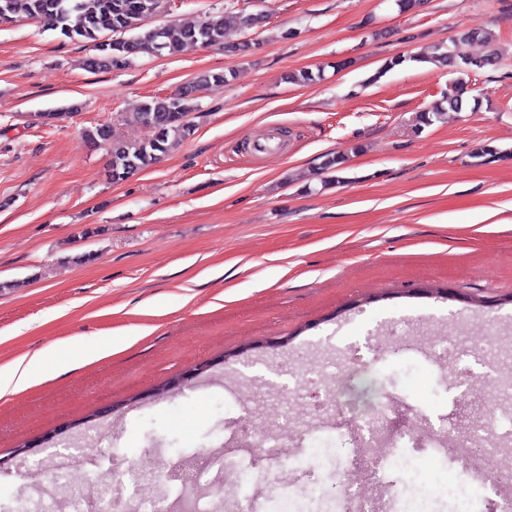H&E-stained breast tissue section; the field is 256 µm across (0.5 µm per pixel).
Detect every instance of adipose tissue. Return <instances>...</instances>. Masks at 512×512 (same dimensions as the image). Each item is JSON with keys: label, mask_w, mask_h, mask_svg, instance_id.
<instances>
[{"label": "adipose tissue", "mask_w": 512, "mask_h": 512, "mask_svg": "<svg viewBox=\"0 0 512 512\" xmlns=\"http://www.w3.org/2000/svg\"><path fill=\"white\" fill-rule=\"evenodd\" d=\"M105 355V349H89L82 342L73 341L62 348L41 351L28 358H20L8 369L0 370V395L13 393L31 385L35 367L45 362L50 361L57 366L67 368L77 362L89 363L101 359Z\"/></svg>", "instance_id": "obj_1"}]
</instances>
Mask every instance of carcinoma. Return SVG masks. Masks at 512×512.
<instances>
[{"instance_id":"1","label":"carcinoma","mask_w":512,"mask_h":512,"mask_svg":"<svg viewBox=\"0 0 512 512\" xmlns=\"http://www.w3.org/2000/svg\"><path fill=\"white\" fill-rule=\"evenodd\" d=\"M162 0H0V23L10 22L18 7H23L27 16L46 28L58 31L71 41L89 40L96 43L99 54L90 58L88 68L111 70L126 64L128 57L138 53L151 56L174 55L187 44L204 46L224 44V30L233 25L245 31L259 27L265 16L240 11L218 18H207L195 26L166 24L155 28V37L148 35L146 22L160 8ZM133 33L125 38L123 34ZM488 39V35L469 30L459 35L457 49L441 53L433 62L456 69L460 77L453 83L454 93L436 103L430 110L415 117V130L419 131L441 119L445 110L462 111L467 102L463 98L465 72L472 68H485L495 64L496 54L482 57L467 55L459 46L474 40ZM228 77L223 72L209 73L197 82L179 89L167 97H155L147 101L137 121L149 129L151 135L145 140L128 144L112 135L110 126L103 124L88 132L92 142L111 143L112 180L122 181L131 174L157 163L181 141L194 133L189 119L194 110L193 101L203 87L213 83L224 84ZM343 153L325 156L320 165L321 182L328 186L349 181L345 176L348 166Z\"/></svg>"}]
</instances>
